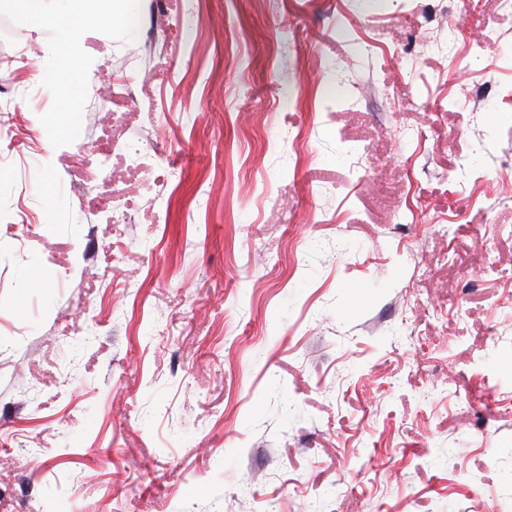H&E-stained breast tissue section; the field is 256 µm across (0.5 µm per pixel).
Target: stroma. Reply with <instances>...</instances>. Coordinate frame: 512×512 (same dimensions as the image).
Segmentation results:
<instances>
[{"mask_svg": "<svg viewBox=\"0 0 512 512\" xmlns=\"http://www.w3.org/2000/svg\"><path fill=\"white\" fill-rule=\"evenodd\" d=\"M132 9L85 34L111 54L65 113L0 0V512L512 506V12ZM101 83L166 161V223H89L70 184Z\"/></svg>", "mask_w": 512, "mask_h": 512, "instance_id": "stroma-1", "label": "stroma"}]
</instances>
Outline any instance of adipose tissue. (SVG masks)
Wrapping results in <instances>:
<instances>
[{
    "instance_id": "adipose-tissue-1",
    "label": "adipose tissue",
    "mask_w": 512,
    "mask_h": 512,
    "mask_svg": "<svg viewBox=\"0 0 512 512\" xmlns=\"http://www.w3.org/2000/svg\"><path fill=\"white\" fill-rule=\"evenodd\" d=\"M33 28L50 27L53 37L45 46L55 58L58 72L63 78L59 92L63 103H70L81 90L86 57L83 53L81 31L89 26L111 23L121 16L128 32L137 29L136 17L128 0H14Z\"/></svg>"
}]
</instances>
